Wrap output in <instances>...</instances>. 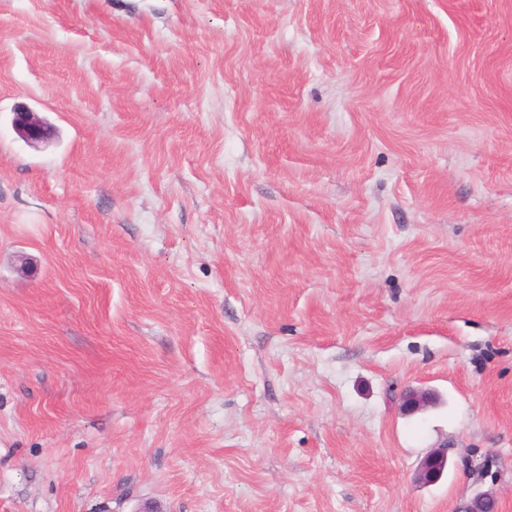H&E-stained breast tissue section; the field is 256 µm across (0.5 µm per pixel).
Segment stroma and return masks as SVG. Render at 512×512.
<instances>
[{
    "instance_id": "stroma-1",
    "label": "stroma",
    "mask_w": 512,
    "mask_h": 512,
    "mask_svg": "<svg viewBox=\"0 0 512 512\" xmlns=\"http://www.w3.org/2000/svg\"><path fill=\"white\" fill-rule=\"evenodd\" d=\"M486 490L512 512V0H0V512ZM13 126L16 132L31 144L43 142L50 136L47 124L27 108H19L14 112ZM449 450L446 445L431 449L420 461L414 476L415 482L426 485L440 480L448 467Z\"/></svg>"
}]
</instances>
